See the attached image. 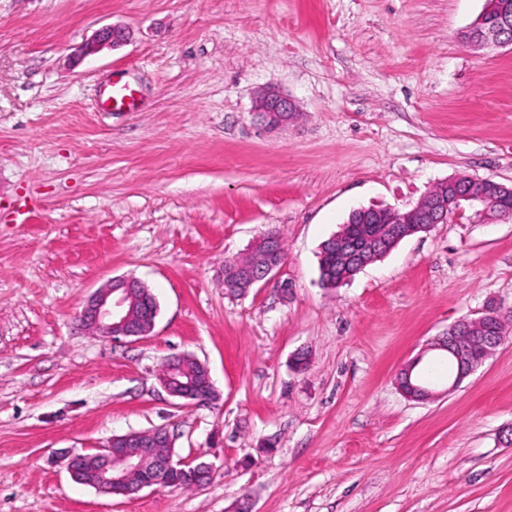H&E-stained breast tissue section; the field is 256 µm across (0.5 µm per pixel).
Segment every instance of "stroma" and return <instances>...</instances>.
<instances>
[{
  "label": "stroma",
  "mask_w": 512,
  "mask_h": 512,
  "mask_svg": "<svg viewBox=\"0 0 512 512\" xmlns=\"http://www.w3.org/2000/svg\"><path fill=\"white\" fill-rule=\"evenodd\" d=\"M485 3L0 0V512H512V340L448 395L395 384L457 320L512 315V219L466 207L319 280L354 209L458 174L512 185V47L462 37ZM112 25L131 40L85 55ZM117 77L137 106L101 111ZM269 86L299 112L275 132L252 114ZM271 229L288 292L225 295V259ZM130 274L152 332L80 330ZM187 353L210 405L158 381ZM158 426L207 484L112 497L62 459Z\"/></svg>",
  "instance_id": "1"
}]
</instances>
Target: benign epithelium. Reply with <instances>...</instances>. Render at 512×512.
Returning <instances> with one entry per match:
<instances>
[{
  "instance_id": "obj_1",
  "label": "benign epithelium",
  "mask_w": 512,
  "mask_h": 512,
  "mask_svg": "<svg viewBox=\"0 0 512 512\" xmlns=\"http://www.w3.org/2000/svg\"><path fill=\"white\" fill-rule=\"evenodd\" d=\"M131 37L129 29L108 26L99 31L96 44L119 47ZM466 41L480 46H512V8L504 0H489L483 13L466 31ZM254 114L270 129L285 127L297 121L294 102L278 89L269 86L254 101ZM512 189L492 179L452 177L441 188L431 189L415 205L406 209L369 207L354 210L364 224L397 225L393 244L418 232H428L437 224L448 223V212L455 213L468 204L487 222L504 218L500 210L502 197ZM385 249L372 240L359 247L341 239L336 255L344 265L358 271L368 265L367 256ZM250 263L227 261L224 263V290L229 295H243L258 283L275 279L285 263L280 238L269 231L257 238L251 246ZM158 303L147 286L134 276L114 277L93 292L77 315L78 326L106 340L139 339L154 327ZM505 326L496 309L490 307L477 318L461 319L448 327L441 336L426 344L416 357L408 360L399 370L396 384L407 396L428 400L434 393L417 367L429 351H438L453 357L456 373L448 382V391L458 385L501 344ZM185 356L171 358L161 375L160 384L169 397L186 407L212 402L214 389L206 364L196 374L197 383L183 382ZM172 437L165 427H156L145 436L135 432L114 435L94 454H72L68 470L74 481L85 484L107 495L129 496L145 487L164 488L171 476L184 472L188 460L176 459L172 451ZM140 472L151 478L134 482Z\"/></svg>"
}]
</instances>
